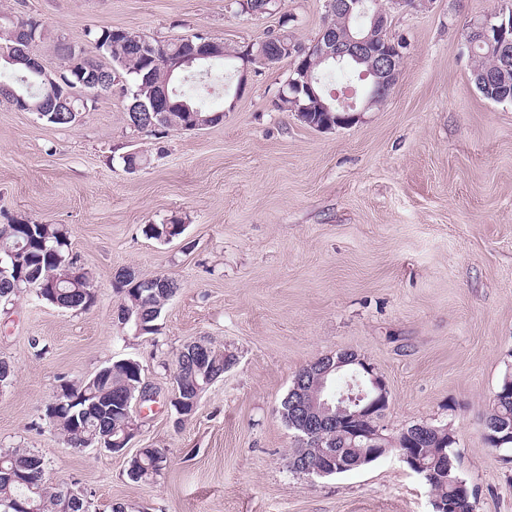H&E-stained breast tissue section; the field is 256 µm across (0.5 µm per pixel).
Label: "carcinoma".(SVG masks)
Segmentation results:
<instances>
[{
    "mask_svg": "<svg viewBox=\"0 0 512 512\" xmlns=\"http://www.w3.org/2000/svg\"><path fill=\"white\" fill-rule=\"evenodd\" d=\"M327 22L324 28L336 31V36L345 39L348 34L360 31L368 19L364 15L355 14L350 20L335 12H325ZM23 24L35 34V41H40L44 24L25 15L0 13V55L11 52L14 41L10 32L17 25ZM88 46L91 47L93 60L97 68L102 70L114 66V58L122 59L121 70L130 83V93L139 89L150 90L154 86L169 84L175 87L178 95L172 97L176 106L164 113L163 119L155 124L147 122V118L138 117L126 112L128 125L137 131H150L162 134L169 130H181L194 119L208 127H214L224 120V113L212 111L203 103L208 87L216 81L213 76V65L217 59L208 60L194 68V73L187 76L179 72L173 74L152 62L142 48L132 44L114 41L113 29L99 31L89 30L86 33ZM471 79L479 93L488 101L501 103L512 101V46L489 44L473 35ZM151 45L165 54L180 55L187 49V39L182 38L171 42L153 41ZM308 67L316 82L313 87L320 88L325 97H330L327 85L329 79L340 74L350 79L361 75L366 69L364 64L336 67L328 63L316 62L310 57ZM23 95L19 100L17 95ZM51 97L45 87L39 86L37 77L32 74L27 64H0V99L15 108H21V102L34 107ZM299 105L304 112L299 114L300 121L310 127H316L329 121H335L331 112L320 111V102L305 93L299 94ZM186 104L191 111L181 110ZM181 220L173 217L163 224L147 225L146 234L154 239L163 240L169 236L176 238L183 234L180 229ZM22 249L29 259L30 274L37 277L38 287L33 289L38 300L49 302L61 309L86 311L96 302V290L89 272L75 275L74 268L69 266L70 253L66 231L54 224H43L40 231L29 233V222L26 219H14L13 223L0 230V256L6 251ZM139 277L130 269H121L115 275L113 288L123 295L117 308V320L122 329L139 337L157 331L156 321L168 301L178 291V284L166 276L165 287L148 288L138 293L136 281ZM25 288L15 278L0 276V303L8 304ZM193 345L188 344L178 353L175 359L173 381L178 386L180 400L171 402L180 418H189L197 409L200 393L224 376V350L213 345L209 346V355L199 362L192 355ZM107 372L93 375L76 381L61 384L62 397L60 412L53 426L64 437L72 448H83L93 438L104 433H112V428L121 424L123 416L114 410L121 395L134 388V396L146 390L142 367L136 360H117L105 365ZM485 421H506L512 424V372L504 374ZM424 451V462L440 475L433 488L437 496L453 501L461 495L460 486L466 481L460 476L458 466L445 471L442 466L440 452H445L452 461L457 455L452 451L454 442L440 448L436 438L430 437L420 442ZM168 457L163 448H143L139 452V461L129 462L127 476L133 482L148 481L159 475L166 468ZM0 464L20 475L23 483L7 481L0 478V512H21L26 500H32L39 512H54L56 500L62 489L51 486L46 478V462L39 452L27 448H11L0 452Z\"/></svg>",
    "mask_w": 512,
    "mask_h": 512,
    "instance_id": "cac0c4a2",
    "label": "carcinoma"
}]
</instances>
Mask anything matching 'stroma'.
Returning a JSON list of instances; mask_svg holds the SVG:
<instances>
[{
    "label": "stroma",
    "instance_id": "obj_1",
    "mask_svg": "<svg viewBox=\"0 0 512 512\" xmlns=\"http://www.w3.org/2000/svg\"><path fill=\"white\" fill-rule=\"evenodd\" d=\"M495 0H433L390 13L407 43L387 101L321 132L280 111L290 60L250 73L240 97L216 91L222 124L156 137L130 128L113 86L71 126L0 101V224L22 217L66 229L97 301L70 311L24 291L0 309V358L16 367L0 391V448L43 455L56 487L94 512H434L432 489L396 455L328 477L294 472L297 446L280 413L295 373L352 350L383 375L389 434L423 420L450 424L475 512H512V448L484 442V415L512 371V102L484 99L464 32ZM306 46L324 0H285ZM0 12L40 19L37 53L60 69L57 43L83 46L89 28L170 40L201 34L231 46L266 38L275 14L229 0H0ZM144 153L136 172L119 161ZM181 218L171 241L149 224ZM165 275L179 289L156 334L116 322L117 270ZM205 339L235 365L178 421L174 361ZM133 358L157 392L132 449L164 448L148 482L127 456L74 449L45 416L62 380Z\"/></svg>",
    "mask_w": 512,
    "mask_h": 512
}]
</instances>
